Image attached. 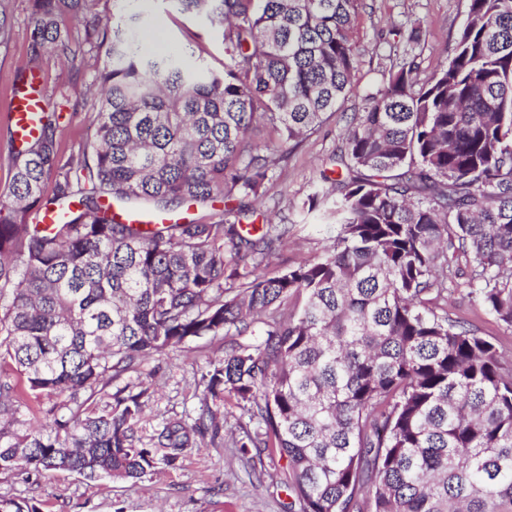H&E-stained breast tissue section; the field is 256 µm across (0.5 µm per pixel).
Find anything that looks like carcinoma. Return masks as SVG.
I'll list each match as a JSON object with an SVG mask.
<instances>
[{
	"label": "carcinoma",
	"mask_w": 512,
	"mask_h": 512,
	"mask_svg": "<svg viewBox=\"0 0 512 512\" xmlns=\"http://www.w3.org/2000/svg\"><path fill=\"white\" fill-rule=\"evenodd\" d=\"M28 2L27 70L82 58L95 93L72 115H93V135L66 158L44 114L0 196V471L177 467L205 428L173 419L145 444L150 387L108 386L234 336L205 397L258 423L235 444L286 461L291 512H512V364L447 309L463 285L512 328V0H468L447 64L418 88L404 62L350 117L336 177L308 198L330 203L329 245L273 276L261 259L288 225L245 231L244 199L345 101L360 0H175L222 29L221 72L144 53L139 15L104 18L103 0ZM238 196L210 222L115 212ZM20 378L60 398L42 430L7 428Z\"/></svg>",
	"instance_id": "carcinoma-1"
}]
</instances>
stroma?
Listing matches in <instances>:
<instances>
[{"label": "stroma", "instance_id": "stroma-1", "mask_svg": "<svg viewBox=\"0 0 512 512\" xmlns=\"http://www.w3.org/2000/svg\"><path fill=\"white\" fill-rule=\"evenodd\" d=\"M467 6L468 0H360L352 36L362 56L350 93L336 115L269 172L265 194L251 201L259 223L290 227L287 240L264 260L262 271L275 273L324 252L328 236L318 213L308 212L307 199L333 154L344 147L351 113L364 111L368 97L377 94L403 58L416 57L419 68L414 77L419 84L449 62ZM11 11L13 39L8 48L0 47V111L14 82L24 76L28 54V0H12ZM126 11L139 14L142 25L151 29L145 42L149 52L190 47L214 69H223L224 40L206 18L181 13L172 0H135ZM414 26L420 29V39L406 43L400 33ZM41 80L44 89L65 85L71 97L80 98L87 94L90 72L79 58L51 60L45 63ZM448 312L477 326L504 360H512V328L474 298L463 291L449 294ZM226 348L221 339L192 340L153 355L112 383L116 389L148 386L150 396L137 425L142 441H149L171 419L192 425L210 412L222 423L219 438H200L198 448L177 468L135 482L89 480L66 471L0 472V500L25 501L37 512H288L291 496L281 481L283 461L266 456L242 460L233 440L246 415L235 398L213 404L204 398L202 376L211 361L223 358Z\"/></svg>", "mask_w": 512, "mask_h": 512}]
</instances>
